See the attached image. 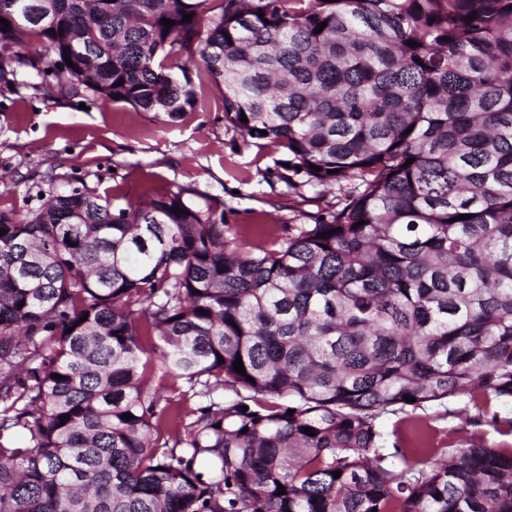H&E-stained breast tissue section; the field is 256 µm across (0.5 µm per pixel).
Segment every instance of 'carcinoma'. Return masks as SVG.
Returning a JSON list of instances; mask_svg holds the SVG:
<instances>
[{
	"instance_id": "1",
	"label": "carcinoma",
	"mask_w": 512,
	"mask_h": 512,
	"mask_svg": "<svg viewBox=\"0 0 512 512\" xmlns=\"http://www.w3.org/2000/svg\"><path fill=\"white\" fill-rule=\"evenodd\" d=\"M46 2L0 0L46 90L175 121L201 67L340 208L265 246L183 190L1 214L0 512H512V447L378 425L463 397L512 433V0Z\"/></svg>"
}]
</instances>
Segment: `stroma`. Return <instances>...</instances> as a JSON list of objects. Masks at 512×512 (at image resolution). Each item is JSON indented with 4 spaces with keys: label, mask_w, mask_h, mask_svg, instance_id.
<instances>
[{
    "label": "stroma",
    "mask_w": 512,
    "mask_h": 512,
    "mask_svg": "<svg viewBox=\"0 0 512 512\" xmlns=\"http://www.w3.org/2000/svg\"><path fill=\"white\" fill-rule=\"evenodd\" d=\"M35 71L15 54L0 58V214L16 221L45 196L90 190L113 207L189 190L209 202L243 238L268 242L290 224H313L337 208L335 192L292 189L282 180V153L266 140L244 139L224 120V89L204 81L205 103L178 121L125 103L107 105L69 87L37 91ZM457 403L426 406L429 427L412 433L432 447L502 442L493 427L458 414Z\"/></svg>",
    "instance_id": "1"
}]
</instances>
